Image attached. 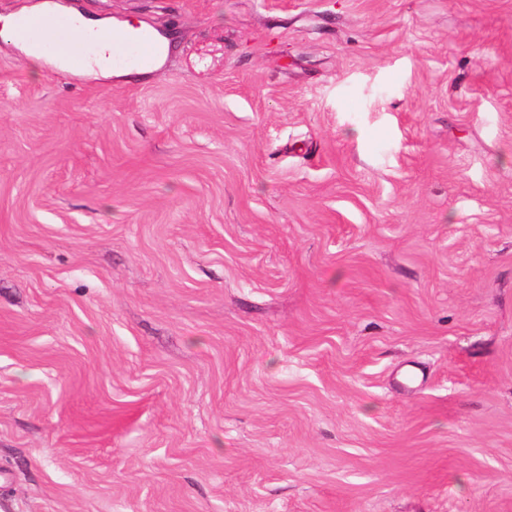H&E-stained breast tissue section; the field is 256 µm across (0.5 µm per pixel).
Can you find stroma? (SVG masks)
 Here are the masks:
<instances>
[{
    "instance_id": "stroma-1",
    "label": "stroma",
    "mask_w": 512,
    "mask_h": 512,
    "mask_svg": "<svg viewBox=\"0 0 512 512\" xmlns=\"http://www.w3.org/2000/svg\"><path fill=\"white\" fill-rule=\"evenodd\" d=\"M0 35V512H512V0H52ZM65 30L68 32L67 40L58 43L54 49L60 53L69 55L74 62H81L88 54L89 47L82 37L70 27V20L64 16L49 14L42 18L38 25L32 26L28 32L31 42L41 43L46 33ZM77 30L82 36L95 43L97 56L89 58L81 65V70L95 73L97 70L104 72L110 69L109 60L112 58V65L135 66L142 69L156 67L160 55V47L150 31L130 38L120 30L113 32L108 29L101 20L85 17L81 14L76 16ZM113 43L118 49L112 54Z\"/></svg>"
}]
</instances>
